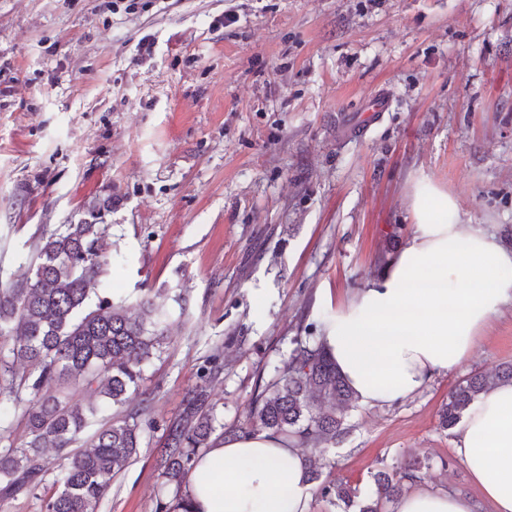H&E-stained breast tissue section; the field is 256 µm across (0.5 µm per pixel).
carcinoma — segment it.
I'll list each match as a JSON object with an SVG mask.
<instances>
[{
	"mask_svg": "<svg viewBox=\"0 0 512 512\" xmlns=\"http://www.w3.org/2000/svg\"><path fill=\"white\" fill-rule=\"evenodd\" d=\"M111 208L112 201L104 200L88 207L78 223L60 225L42 238L36 259L19 262L10 281L0 283V405L22 402L24 391L29 395L23 412L29 441L18 445L0 433V496L38 485L44 472L39 449L68 448L91 419L106 418L87 448L64 455L57 474L60 490L48 501L47 512H95L114 475L137 455L144 409L123 414L120 408L138 390L143 364L161 351L171 317L148 293L134 303L112 294L108 271L121 255L106 242L103 217ZM293 344L290 360L273 368L269 388L255 397L247 420L229 433L242 437L265 431L312 449L309 482L317 484L318 495L349 509L359 490L319 479L329 464L326 453L342 442L346 415L358 399L309 328ZM18 365L29 372L18 375ZM80 381L97 384L99 404L70 401L66 385ZM504 382L512 383L511 363L492 376L474 374L456 384L439 411L442 428H454L482 391ZM219 429L224 424L200 386L167 428L161 476L175 495L172 502L157 504L161 512L179 510L186 478L200 451L213 447ZM419 469L410 464L399 479L375 473L374 490L358 512H383L402 494L403 480H415Z\"/></svg>",
	"mask_w": 512,
	"mask_h": 512,
	"instance_id": "carcinoma-1",
	"label": "carcinoma"
}]
</instances>
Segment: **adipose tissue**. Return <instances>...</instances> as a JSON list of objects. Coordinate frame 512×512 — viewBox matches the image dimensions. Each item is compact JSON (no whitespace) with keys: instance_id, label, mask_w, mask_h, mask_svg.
Here are the masks:
<instances>
[{"instance_id":"ef3b65f1","label":"adipose tissue","mask_w":512,"mask_h":512,"mask_svg":"<svg viewBox=\"0 0 512 512\" xmlns=\"http://www.w3.org/2000/svg\"><path fill=\"white\" fill-rule=\"evenodd\" d=\"M414 226L398 254L324 324L321 339L366 407L412 397L469 360L478 333L512 303V249L465 223L429 181L416 185ZM454 453L494 512H512V383L492 385L467 410ZM308 454L260 432L201 455L185 512H308ZM394 512H472L464 497L419 488Z\"/></svg>"}]
</instances>
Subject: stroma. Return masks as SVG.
<instances>
[{
    "mask_svg": "<svg viewBox=\"0 0 512 512\" xmlns=\"http://www.w3.org/2000/svg\"><path fill=\"white\" fill-rule=\"evenodd\" d=\"M374 95L386 111L350 133ZM423 178L512 248V0H0V279L108 198L113 291L153 289L173 312L128 401L146 410L142 446L95 512L170 499L159 450L188 392L206 386L225 426L243 423L302 327L397 253ZM506 363L511 304L457 370L351 410L323 480L366 493L416 459L418 485L492 512L439 408ZM42 458L38 488L0 512H45L59 455Z\"/></svg>",
    "mask_w": 512,
    "mask_h": 512,
    "instance_id": "35a3bbf8",
    "label": "stroma"
}]
</instances>
